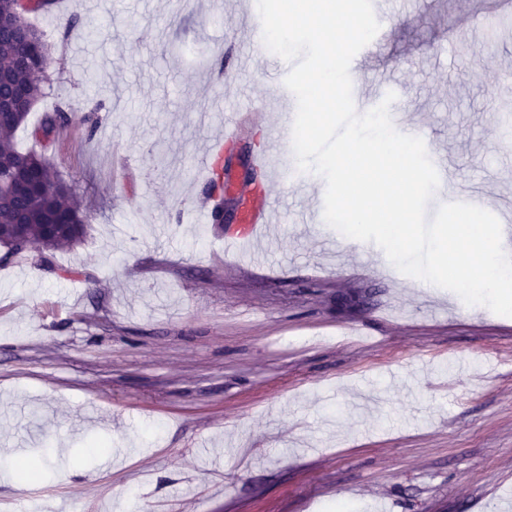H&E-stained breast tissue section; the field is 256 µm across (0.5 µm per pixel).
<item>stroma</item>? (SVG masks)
I'll return each mask as SVG.
<instances>
[{
  "instance_id": "1",
  "label": "stroma",
  "mask_w": 512,
  "mask_h": 512,
  "mask_svg": "<svg viewBox=\"0 0 512 512\" xmlns=\"http://www.w3.org/2000/svg\"><path fill=\"white\" fill-rule=\"evenodd\" d=\"M387 37L351 73L390 84L410 126L447 155L453 189L512 212V8L372 0ZM256 0H81L31 15L50 51L43 95L16 133L75 107L46 151L85 233L0 265V461L51 448L35 481L0 477V512H512V317L388 274L309 208L325 181L275 184L278 246L224 253L191 164L240 98L290 71L247 46ZM95 89H88V80ZM98 109L87 138L82 116ZM71 275H59V268Z\"/></svg>"
}]
</instances>
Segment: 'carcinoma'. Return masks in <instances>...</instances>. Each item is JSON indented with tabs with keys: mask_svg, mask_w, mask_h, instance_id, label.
<instances>
[{
	"mask_svg": "<svg viewBox=\"0 0 512 512\" xmlns=\"http://www.w3.org/2000/svg\"><path fill=\"white\" fill-rule=\"evenodd\" d=\"M18 0H0V63L15 64L12 80L0 85V96L8 97L13 88L24 90L31 100L41 91L49 48L36 27L35 40L27 45L7 29L16 15ZM29 111L20 109L0 115V175H5L12 186L32 184L35 190L27 195H9L0 201V235L5 245L13 248L0 257L8 261L22 253L21 246L40 243L41 259L49 253L73 244L83 234L84 219L80 202L71 195L45 154L36 151L21 152L14 140ZM67 121L63 110L47 112L33 130V137L41 140L40 132L53 134Z\"/></svg>",
	"mask_w": 512,
	"mask_h": 512,
	"instance_id": "obj_1",
	"label": "carcinoma"
}]
</instances>
